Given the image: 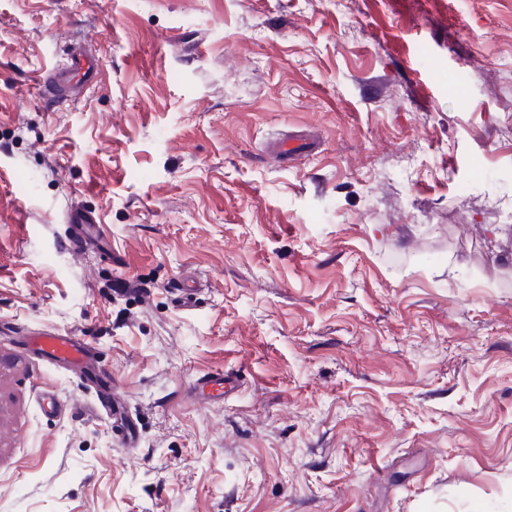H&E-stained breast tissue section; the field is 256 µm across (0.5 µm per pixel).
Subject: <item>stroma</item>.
<instances>
[{
  "mask_svg": "<svg viewBox=\"0 0 512 512\" xmlns=\"http://www.w3.org/2000/svg\"><path fill=\"white\" fill-rule=\"evenodd\" d=\"M1 170L0 318L140 444L0 338V512H512V0H0ZM102 62L74 51L66 62L57 63L39 79V90L48 100L81 95L93 88ZM67 224L73 233L74 239L86 251L98 248L99 241L96 234V224H100L92 213L71 212L66 218ZM22 349L48 364L78 371L96 394L97 406L120 422L118 436L125 445L132 446L138 438L136 421L112 400V376L98 360L96 349L78 336L60 330L29 332L20 340ZM237 380L225 376L223 372L206 374L190 388V396L196 399H205L211 403L223 404L225 394L235 392Z\"/></svg>",
  "mask_w": 512,
  "mask_h": 512,
  "instance_id": "35a3bbf8",
  "label": "stroma"
}]
</instances>
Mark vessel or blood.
<instances>
[{"mask_svg":"<svg viewBox=\"0 0 512 512\" xmlns=\"http://www.w3.org/2000/svg\"><path fill=\"white\" fill-rule=\"evenodd\" d=\"M102 68L99 60L89 58L80 51L72 52L69 60L55 64L40 78L38 86L42 96L49 100H60L77 96L93 88ZM66 222L74 239L85 250L97 249V218L86 212L70 213ZM23 350L48 364L78 371L96 394L97 406L113 421L122 425L120 437L125 445H133L138 438L136 421L112 399V376L98 359L96 349L79 337L59 330L39 333L29 332L21 339ZM235 378L216 372L197 379L190 388V396L212 403H222L225 394L236 391Z\"/></svg>","mask_w":512,"mask_h":512,"instance_id":"b4317fda","label":"vessel or blood"}]
</instances>
